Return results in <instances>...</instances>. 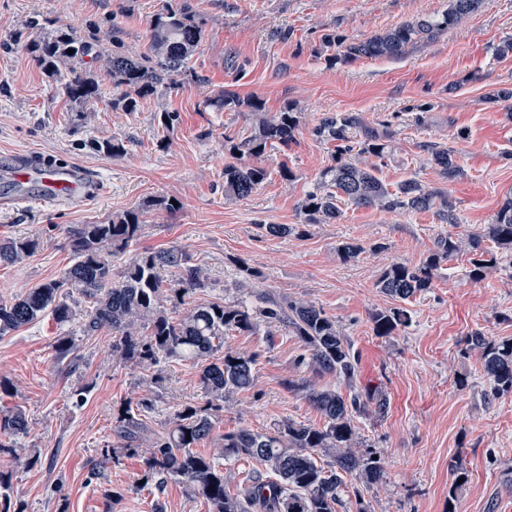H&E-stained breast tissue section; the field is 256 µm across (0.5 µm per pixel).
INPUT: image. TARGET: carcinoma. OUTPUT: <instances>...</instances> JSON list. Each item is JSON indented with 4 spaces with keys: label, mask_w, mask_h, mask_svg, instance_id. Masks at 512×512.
I'll return each mask as SVG.
<instances>
[{
    "label": "carcinoma",
    "mask_w": 512,
    "mask_h": 512,
    "mask_svg": "<svg viewBox=\"0 0 512 512\" xmlns=\"http://www.w3.org/2000/svg\"><path fill=\"white\" fill-rule=\"evenodd\" d=\"M485 0H448L447 8L434 16L419 17L387 28L370 37L350 42L342 35L322 37L326 61L351 63L361 58L394 59L418 44L461 25L481 11ZM205 30L196 21L188 0H169L150 25L149 45L139 55L104 54L95 50L94 39L73 30L56 28L26 44L45 75L56 82L71 101L87 105L102 94L99 73L86 67L85 58L102 61L101 69L112 87L122 90L114 106L126 112L137 110L139 99L162 88L177 85V78L191 73L190 62L201 46ZM74 53H69V50ZM208 107L251 113L250 134L237 141L226 140L225 149L233 162L224 166V198L243 200L268 176L267 153L286 146L301 127L302 113L285 106L268 112L254 96L241 98L219 91L205 101ZM312 133L335 144L334 164L308 192L300 210L307 224H330L340 219L341 204L384 212L435 211L442 224L459 223L455 206L445 190L430 188L415 179L396 187L378 176L385 159L393 155L394 135L390 126L369 125L356 112H335L322 117ZM426 161L446 181L464 175L458 151L446 143L421 145ZM143 212L133 209L112 216L104 224H82L68 230L76 262L59 280L43 283L21 297L0 300V337L50 313L64 324L75 312L67 303L76 293L89 303L83 315L84 332L103 327L112 330V355L145 366L169 359L191 361L200 366V384L206 398L203 406H185L174 414L171 426L153 433L128 406L115 418L116 445L125 451L140 446L148 449L146 477L179 479L187 495L207 503L209 512H337L342 505L344 476L351 475L367 485L384 478L381 460L374 452L358 451L360 442L353 416L382 414L387 399L382 395L356 392L346 398L334 389L286 381L290 389L306 391L309 402L321 413V427L283 421L273 433L248 429L212 436L224 411V399L234 391L249 390L254 384L256 355L224 347L230 331L253 332L259 326H285L298 336L309 357L301 358L317 376L333 375L353 383L359 372V356L336 321L308 301L268 298L261 306L244 301L235 304L212 302L195 305L173 319L164 303L171 297L205 287L204 268L190 262L177 249L140 254L126 269L121 284L107 287L112 257L123 253L140 236ZM489 241L492 246L485 247ZM31 239H0V265H13L34 253ZM471 255L469 277L478 282L497 262V254L512 255V198L504 201L483 233L440 237L427 258L417 266L396 262L386 268L377 287L399 302H407L432 287L442 265L462 253ZM171 272L167 280L161 270ZM409 321L408 310L395 307L373 316L377 336H391ZM467 349L481 354L482 370L490 380L492 397L512 393V342H497L481 332L466 338ZM28 434L22 409L0 414V455L19 457L17 439ZM213 440L210 452L197 445ZM249 458L260 462L239 493L226 486L232 472L216 464Z\"/></svg>",
    "instance_id": "1"
}]
</instances>
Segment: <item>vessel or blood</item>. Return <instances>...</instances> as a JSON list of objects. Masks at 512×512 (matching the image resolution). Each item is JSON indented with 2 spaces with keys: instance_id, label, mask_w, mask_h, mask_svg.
I'll return each mask as SVG.
<instances>
[{
  "instance_id": "obj_1",
  "label": "vessel or blood",
  "mask_w": 512,
  "mask_h": 512,
  "mask_svg": "<svg viewBox=\"0 0 512 512\" xmlns=\"http://www.w3.org/2000/svg\"><path fill=\"white\" fill-rule=\"evenodd\" d=\"M0 177L31 189L44 203L84 204L107 190L106 183L85 167L33 152L15 155L0 167Z\"/></svg>"
}]
</instances>
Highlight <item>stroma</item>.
Masks as SVG:
<instances>
[{"label":"stroma","mask_w":512,"mask_h":512,"mask_svg":"<svg viewBox=\"0 0 512 512\" xmlns=\"http://www.w3.org/2000/svg\"><path fill=\"white\" fill-rule=\"evenodd\" d=\"M166 0H0V158L27 151L53 154L90 168L109 184L107 195L85 206L37 201L0 210V238L37 242L16 265H0V299L21 296L60 279L73 265L67 231L99 224L130 208L145 212L136 243L112 260L110 282L146 251L176 248L205 266L207 285L168 302L180 317L186 306L231 303L248 292L276 299L314 302L333 317L360 359L355 385L321 378L297 359L304 348L286 327L230 332V348L256 354L251 389L231 394L217 433L245 428L273 432L291 420L322 426L324 419L305 391L289 390L288 379L351 390H381L385 415H358L361 450L380 453L382 483L346 477L339 512H355L364 499L371 512H512V394L487 400L489 381L478 352L464 340L480 330L497 340L512 338V259L502 258L481 282L469 277L467 255L443 265L432 288L407 302L408 326L381 337L375 312L397 302L377 288L392 262L420 264L439 237L477 234L512 195V118L491 95L512 88V56L499 58L497 45L512 38V0H486L462 25L418 45L398 59H361L328 66L321 36L329 31L350 40L442 12L446 0H191L206 38L192 58L193 72L177 86L142 100L138 111L114 107L118 97L103 81L97 103L80 106L48 80L26 47L10 45L13 34L38 18L49 27L96 35L107 50L140 54L148 47L149 23ZM257 96L267 111L293 106L305 122L288 146L272 150L269 178L244 200L224 197L225 137L249 135L246 112L205 107L218 91ZM177 121L166 130L160 115ZM327 112H359L388 123L398 150L382 168L387 183L408 178L444 187L456 206L458 224L439 223L433 213H385L343 204L331 224L308 226L306 234L273 237L266 224H300V203L331 165L333 147L312 129ZM118 139L115 157L84 149L87 140ZM445 142L459 151L462 178L444 182L426 161L422 144ZM294 174L283 182L280 163ZM173 199L174 210L162 202ZM362 244L352 261L336 247ZM263 274L254 290L239 288V263ZM74 321L59 325L44 316L0 337V411L22 409L29 427L23 447L40 455L37 465L4 462L13 502L25 512H208L168 478L143 482L142 456L113 454V415L124 403L149 398L142 418L150 430L165 431L185 403H204L199 366L168 360L158 366L112 356V332H83L87 304L71 297ZM77 348L58 360L62 333ZM162 383H152L154 375ZM83 397H76V390ZM469 480L449 503L454 467ZM118 492L117 501L107 491Z\"/></svg>","instance_id":"1"}]
</instances>
